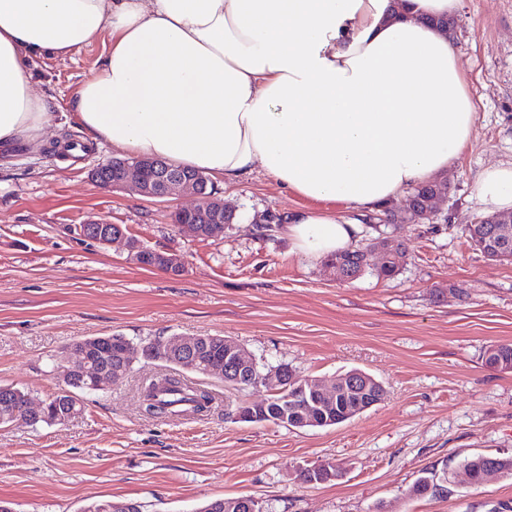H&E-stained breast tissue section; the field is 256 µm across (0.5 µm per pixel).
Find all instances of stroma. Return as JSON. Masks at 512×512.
Returning <instances> with one entry per match:
<instances>
[{
  "label": "stroma",
  "mask_w": 512,
  "mask_h": 512,
  "mask_svg": "<svg viewBox=\"0 0 512 512\" xmlns=\"http://www.w3.org/2000/svg\"><path fill=\"white\" fill-rule=\"evenodd\" d=\"M452 18L475 129L445 175L439 216L400 225L408 257L391 280L369 271L336 282L323 260L291 252L281 228L259 235L261 215L309 205L259 170L228 185L210 179L236 220L208 240L173 222L195 197L103 189L92 170L123 152L94 142L68 107L103 41L37 61L38 87L57 103L52 123L41 143L0 151V384L48 399L61 388L52 360L88 337L223 335L296 379L361 369L387 395L344 423L288 428L234 419L236 403L265 398V387L237 392L188 372L213 395L210 413L156 419L140 409V386L168 369L139 360L123 382L82 395L66 423L0 425V500L13 512L126 500L143 512H200L238 496L267 512H512V477L474 485L461 467L477 454L512 456V370L484 362L488 346L512 344V261L484 257L459 230L484 213L478 173L512 163V0H458ZM89 220L180 256L183 270L137 265L124 241L83 238L77 227ZM322 463L337 477L299 479V467ZM443 472L442 491L413 495L421 475Z\"/></svg>",
  "instance_id": "1"
}]
</instances>
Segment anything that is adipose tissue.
<instances>
[{"instance_id": "1", "label": "adipose tissue", "mask_w": 512, "mask_h": 512, "mask_svg": "<svg viewBox=\"0 0 512 512\" xmlns=\"http://www.w3.org/2000/svg\"><path fill=\"white\" fill-rule=\"evenodd\" d=\"M456 0H0V147L38 143L53 104L37 59L109 33L71 109L92 137L232 183L262 170L281 187L340 200L304 208L284 234L307 258L348 248L370 216L453 167L475 104L447 35ZM476 195L512 211V164Z\"/></svg>"}]
</instances>
